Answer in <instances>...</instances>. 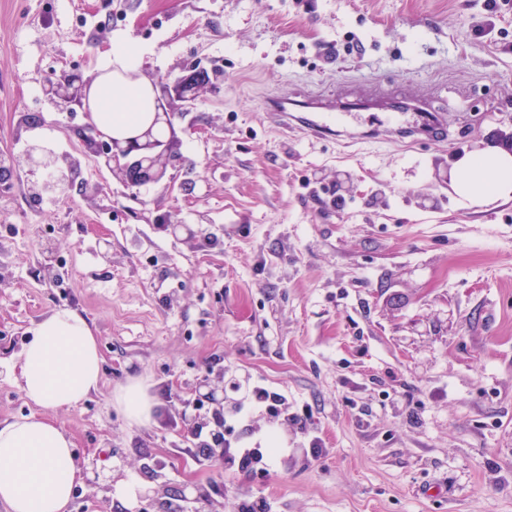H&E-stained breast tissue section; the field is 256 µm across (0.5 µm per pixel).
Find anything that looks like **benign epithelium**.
I'll use <instances>...</instances> for the list:
<instances>
[{"label":"benign epithelium","mask_w":512,"mask_h":512,"mask_svg":"<svg viewBox=\"0 0 512 512\" xmlns=\"http://www.w3.org/2000/svg\"><path fill=\"white\" fill-rule=\"evenodd\" d=\"M224 72L209 71L197 66L189 73L172 81L158 79L153 83L156 112L151 123L135 135L123 140L103 132L93 119L87 106V92L92 77L74 73L66 79L47 81L43 86L44 95L51 101L76 106L84 111L86 122L76 129V135L84 152L103 163L119 182L131 189L150 190L173 186L176 176L169 172L172 150L176 145V131L173 119L179 114L185 116L194 111L200 91L207 87H218L214 79ZM65 159L42 149L38 144L31 146L19 161V166L28 174L50 172L57 179L36 181L30 190L54 194H66L73 189L74 181L65 171ZM164 229L172 237L190 245L196 244L199 230L193 224L181 221H167Z\"/></svg>","instance_id":"benign-epithelium-1"}]
</instances>
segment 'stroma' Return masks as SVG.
I'll use <instances>...</instances> for the list:
<instances>
[{
  "label": "stroma",
  "mask_w": 512,
  "mask_h": 512,
  "mask_svg": "<svg viewBox=\"0 0 512 512\" xmlns=\"http://www.w3.org/2000/svg\"><path fill=\"white\" fill-rule=\"evenodd\" d=\"M127 40L151 81L224 72L174 121V191L142 199L82 152L83 111L42 94ZM377 87L423 98L447 140L366 139L389 115L374 105L339 138L260 110ZM510 132L512 0H0V152L44 143L102 188L36 201L18 170L0 197V422L42 416L20 356L69 309L103 360L98 392L51 414L84 474L70 512H512V200L461 208L450 178ZM167 216L205 242L162 232ZM205 378L224 381L233 439L268 449L265 474L181 453L182 422L215 409ZM134 379L169 424L126 418L114 396ZM256 384L284 394L278 416Z\"/></svg>",
  "instance_id": "1"
}]
</instances>
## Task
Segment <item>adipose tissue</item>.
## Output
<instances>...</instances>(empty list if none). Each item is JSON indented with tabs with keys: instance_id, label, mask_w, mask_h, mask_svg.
Instances as JSON below:
<instances>
[{
	"instance_id": "1",
	"label": "adipose tissue",
	"mask_w": 512,
	"mask_h": 512,
	"mask_svg": "<svg viewBox=\"0 0 512 512\" xmlns=\"http://www.w3.org/2000/svg\"><path fill=\"white\" fill-rule=\"evenodd\" d=\"M112 55L114 70L93 79L89 100L98 126L119 135L149 119L151 87L136 75L133 46L116 47ZM453 189L466 208L512 199V151L495 145L463 154L454 163ZM101 380L97 339L82 315L55 310L36 324L16 382L46 414L0 424V504L7 512H67L82 472L71 438L48 414L79 403Z\"/></svg>"
}]
</instances>
